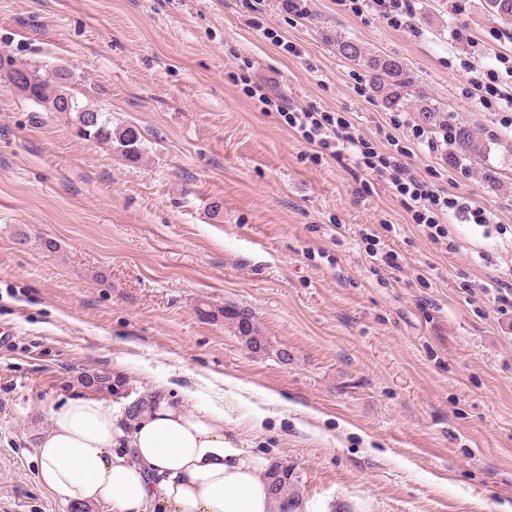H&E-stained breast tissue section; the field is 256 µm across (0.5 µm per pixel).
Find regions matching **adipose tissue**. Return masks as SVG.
<instances>
[{
    "label": "adipose tissue",
    "instance_id": "adipose-tissue-1",
    "mask_svg": "<svg viewBox=\"0 0 512 512\" xmlns=\"http://www.w3.org/2000/svg\"><path fill=\"white\" fill-rule=\"evenodd\" d=\"M41 485L111 512H271L270 458L245 448L224 410L158 399L133 427L90 397L53 411L38 446Z\"/></svg>",
    "mask_w": 512,
    "mask_h": 512
}]
</instances>
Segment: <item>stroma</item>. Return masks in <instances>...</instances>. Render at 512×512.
Returning a JSON list of instances; mask_svg holds the SVG:
<instances>
[{
  "mask_svg": "<svg viewBox=\"0 0 512 512\" xmlns=\"http://www.w3.org/2000/svg\"><path fill=\"white\" fill-rule=\"evenodd\" d=\"M409 3L407 28L341 0H306L305 17L280 0H0V55L74 69L80 101L143 135L129 164L0 80V512H76L34 456L86 371L223 409L245 447L294 469L307 510L512 512V307L479 289H512V110L484 105L469 73L512 89V24L485 0ZM339 36L403 59L485 158L429 151L414 110L394 127ZM256 85L344 114L378 150L394 134L489 224L431 243L395 187L349 158L314 161ZM367 228L395 268L369 257ZM204 302L250 309L271 352Z\"/></svg>",
  "mask_w": 512,
  "mask_h": 512,
  "instance_id": "1",
  "label": "stroma"
}]
</instances>
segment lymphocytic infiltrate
<instances>
[{"label": "lymphocytic infiltrate", "instance_id": "lymphocytic-infiltrate-1", "mask_svg": "<svg viewBox=\"0 0 512 512\" xmlns=\"http://www.w3.org/2000/svg\"><path fill=\"white\" fill-rule=\"evenodd\" d=\"M265 105L275 106L288 126L312 146L327 150L330 158L351 157L357 168L368 175L394 185L402 196V205L413 223L421 226L435 244L448 236L446 222L454 218L463 223H487L485 209L473 206L467 197L448 193L419 177L404 160V150L394 153L377 151L352 129L342 115L317 112L296 103L265 98Z\"/></svg>", "mask_w": 512, "mask_h": 512}]
</instances>
